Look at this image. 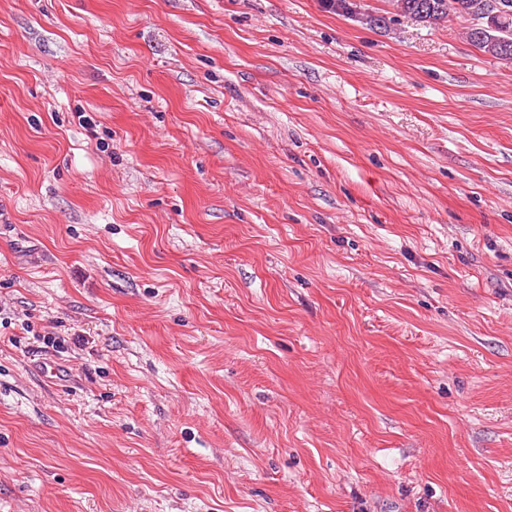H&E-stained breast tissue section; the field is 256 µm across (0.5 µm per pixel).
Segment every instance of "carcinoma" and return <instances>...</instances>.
Returning a JSON list of instances; mask_svg holds the SVG:
<instances>
[{"instance_id":"carcinoma-1","label":"carcinoma","mask_w":512,"mask_h":512,"mask_svg":"<svg viewBox=\"0 0 512 512\" xmlns=\"http://www.w3.org/2000/svg\"><path fill=\"white\" fill-rule=\"evenodd\" d=\"M336 14L354 19L371 27L386 29L392 18L375 15L361 0H322ZM508 12L489 22L485 15L488 0H391L394 15L423 26L435 27L454 15L471 20L466 38L479 51L512 62V0Z\"/></svg>"}]
</instances>
